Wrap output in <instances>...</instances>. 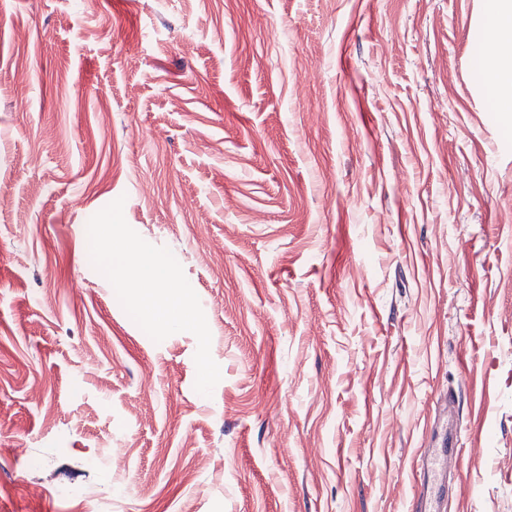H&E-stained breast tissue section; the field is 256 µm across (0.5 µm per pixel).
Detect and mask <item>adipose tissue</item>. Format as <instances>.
<instances>
[{
  "label": "adipose tissue",
  "instance_id": "1",
  "mask_svg": "<svg viewBox=\"0 0 512 512\" xmlns=\"http://www.w3.org/2000/svg\"><path fill=\"white\" fill-rule=\"evenodd\" d=\"M512 41V0H492L485 18L480 65L485 86L496 95L499 111L512 112V56L500 46Z\"/></svg>",
  "mask_w": 512,
  "mask_h": 512
}]
</instances>
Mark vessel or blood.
<instances>
[{"label":"vessel or blood","instance_id":"b4317fda","mask_svg":"<svg viewBox=\"0 0 512 512\" xmlns=\"http://www.w3.org/2000/svg\"><path fill=\"white\" fill-rule=\"evenodd\" d=\"M461 465V451L452 431H445L438 447L427 449L422 465L419 499L424 512H439L448 494V476Z\"/></svg>","mask_w":512,"mask_h":512}]
</instances>
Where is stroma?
Returning <instances> with one entry per match:
<instances>
[{"label": "stroma", "mask_w": 512, "mask_h": 512, "mask_svg": "<svg viewBox=\"0 0 512 512\" xmlns=\"http://www.w3.org/2000/svg\"><path fill=\"white\" fill-rule=\"evenodd\" d=\"M485 0H0V512H512V122ZM197 294L152 341L117 198ZM453 401L452 417L441 405ZM456 447L454 433L446 430L438 447L427 448L419 491V500L424 510L421 512L440 511L441 504L448 495V473L458 472L460 469L461 449Z\"/></svg>", "instance_id": "stroma-1"}]
</instances>
